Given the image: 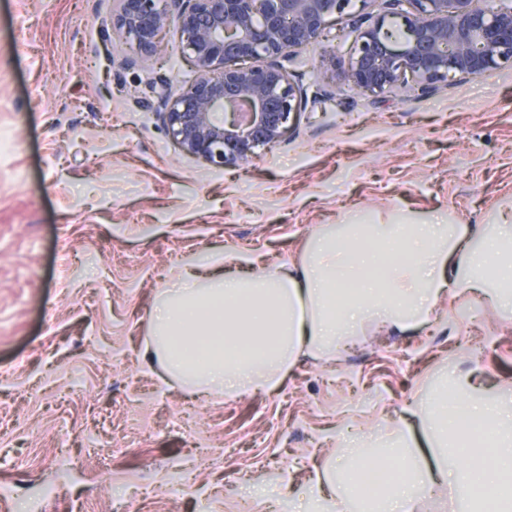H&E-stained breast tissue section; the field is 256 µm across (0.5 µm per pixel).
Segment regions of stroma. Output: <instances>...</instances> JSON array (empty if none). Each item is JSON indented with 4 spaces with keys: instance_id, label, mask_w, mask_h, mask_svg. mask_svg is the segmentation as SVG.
I'll list each match as a JSON object with an SVG mask.
<instances>
[{
    "instance_id": "stroma-1",
    "label": "stroma",
    "mask_w": 512,
    "mask_h": 512,
    "mask_svg": "<svg viewBox=\"0 0 512 512\" xmlns=\"http://www.w3.org/2000/svg\"><path fill=\"white\" fill-rule=\"evenodd\" d=\"M116 7L0 0V512H39L47 488L53 512H111L134 485L136 512H305L352 434L424 443L404 410L443 381L512 392V312L450 296L439 321L299 358L272 392L164 382L144 348L185 272L269 273L331 224L512 215V64L364 95L340 76L350 40L318 41L283 60L305 92L284 137L220 169L158 112L197 77L177 35L141 62L107 24ZM91 429L97 451L63 464L57 435ZM180 467L191 487L169 485Z\"/></svg>"
}]
</instances>
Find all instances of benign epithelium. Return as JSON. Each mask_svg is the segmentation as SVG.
Here are the masks:
<instances>
[{
	"label": "benign epithelium",
	"mask_w": 512,
	"mask_h": 512,
	"mask_svg": "<svg viewBox=\"0 0 512 512\" xmlns=\"http://www.w3.org/2000/svg\"><path fill=\"white\" fill-rule=\"evenodd\" d=\"M409 8H401V2ZM112 27L151 59L166 31L181 35L195 82L160 110L187 155L224 168L277 142L302 105L280 59L313 44L352 0H117ZM359 28L344 62L353 89L380 94L412 80L423 88L512 63V0H385Z\"/></svg>",
	"instance_id": "benign-epithelium-1"
}]
</instances>
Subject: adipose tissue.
Segmentation results:
<instances>
[{"label":"adipose tissue","mask_w":512,"mask_h":512,"mask_svg":"<svg viewBox=\"0 0 512 512\" xmlns=\"http://www.w3.org/2000/svg\"><path fill=\"white\" fill-rule=\"evenodd\" d=\"M404 256L386 253L389 245ZM483 295L512 308V224L494 232L459 224H339L315 235L300 261L252 276L205 278L187 273L161 303L144 355L165 375L193 389L228 395L275 390L302 357L331 359L361 335L365 324L404 331L427 323L442 295ZM344 303H337V295ZM427 450L400 456V480L368 459L364 438L348 450L349 470L370 469L375 481L336 485L329 469L316 471L313 500L347 512L352 498L371 499L377 512H423L440 481L468 484L482 473L481 512H512V412L469 399L456 406L435 398L410 406ZM494 415L500 431L492 448L465 449L470 422ZM457 459L449 467V459Z\"/></svg>","instance_id":"ef3b65f1"}]
</instances>
